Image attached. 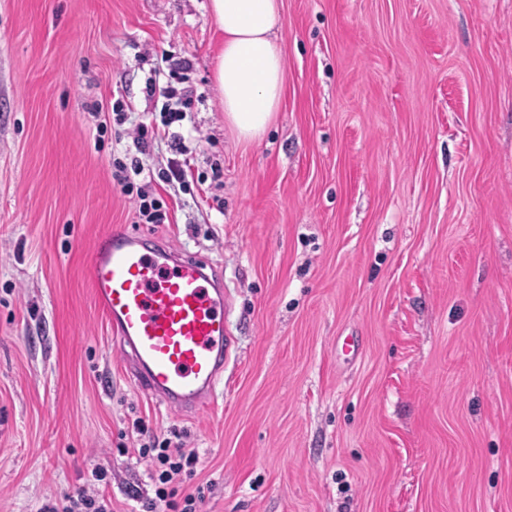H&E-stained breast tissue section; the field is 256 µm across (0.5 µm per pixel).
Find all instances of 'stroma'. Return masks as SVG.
I'll return each mask as SVG.
<instances>
[{
    "label": "stroma",
    "instance_id": "obj_1",
    "mask_svg": "<svg viewBox=\"0 0 512 512\" xmlns=\"http://www.w3.org/2000/svg\"><path fill=\"white\" fill-rule=\"evenodd\" d=\"M285 93L224 120L208 0H0V512L140 445L195 449L201 512H512V0H282ZM173 132L188 187L148 179L112 105ZM169 205L141 223L113 177ZM211 262L236 353L202 413L134 385L86 269L104 232ZM193 91L186 87L182 88L180 92L175 89L166 88L163 92V97L166 102L162 106L163 113H167L170 121H164L168 126L176 117L179 118L184 109H188L192 102Z\"/></svg>",
    "mask_w": 512,
    "mask_h": 512
}]
</instances>
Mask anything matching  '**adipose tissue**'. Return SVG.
<instances>
[{
  "label": "adipose tissue",
  "mask_w": 512,
  "mask_h": 512,
  "mask_svg": "<svg viewBox=\"0 0 512 512\" xmlns=\"http://www.w3.org/2000/svg\"><path fill=\"white\" fill-rule=\"evenodd\" d=\"M210 17L221 37L215 75L224 117L241 139L258 140L284 91L280 0H210Z\"/></svg>",
  "instance_id": "obj_1"
}]
</instances>
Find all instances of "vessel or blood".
I'll use <instances>...</instances> for the list:
<instances>
[{"mask_svg": "<svg viewBox=\"0 0 512 512\" xmlns=\"http://www.w3.org/2000/svg\"><path fill=\"white\" fill-rule=\"evenodd\" d=\"M95 302L138 388L189 416L211 405L235 351L228 293L213 266L124 229L99 236L88 261Z\"/></svg>", "mask_w": 512, "mask_h": 512, "instance_id": "b4317fda", "label": "vessel or blood"}]
</instances>
